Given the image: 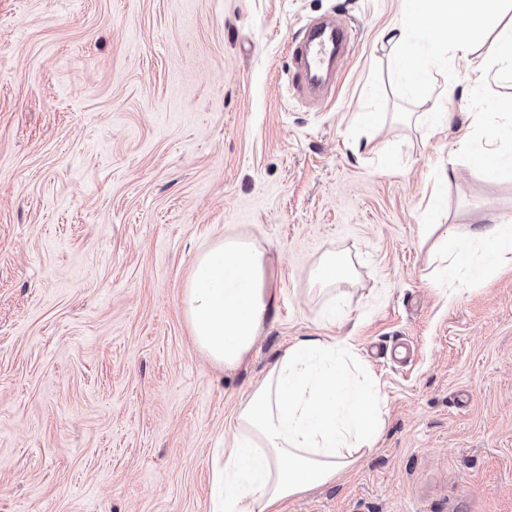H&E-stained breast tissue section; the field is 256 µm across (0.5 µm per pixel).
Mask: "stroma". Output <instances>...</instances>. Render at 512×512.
Segmentation results:
<instances>
[{
  "mask_svg": "<svg viewBox=\"0 0 512 512\" xmlns=\"http://www.w3.org/2000/svg\"><path fill=\"white\" fill-rule=\"evenodd\" d=\"M401 9L0 0V512H210L214 449L302 336L351 346L383 425L283 512H512V267L451 292L419 229L434 190L456 234L512 216V181L456 151L512 79L436 65L405 96L381 38ZM320 18L353 37L314 99L290 48ZM442 102L437 128L398 118ZM230 231L274 256L279 303L225 370L181 292ZM331 253L356 276L321 295Z\"/></svg>",
  "mask_w": 512,
  "mask_h": 512,
  "instance_id": "1",
  "label": "stroma"
}]
</instances>
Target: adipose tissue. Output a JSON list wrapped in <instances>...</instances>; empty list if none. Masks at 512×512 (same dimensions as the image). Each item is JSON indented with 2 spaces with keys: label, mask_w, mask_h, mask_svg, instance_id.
<instances>
[{
  "label": "adipose tissue",
  "mask_w": 512,
  "mask_h": 512,
  "mask_svg": "<svg viewBox=\"0 0 512 512\" xmlns=\"http://www.w3.org/2000/svg\"><path fill=\"white\" fill-rule=\"evenodd\" d=\"M500 0H406L386 31L393 68L406 94H423L434 62L454 65L474 52L486 27L490 49L512 69V18L500 20ZM460 153L494 179L512 177V155L496 143ZM449 282L481 280L512 264V220L479 224L442 243ZM273 260L252 241L226 237L196 260L181 303L197 348L215 366H237L277 308ZM380 426V396L354 377L349 354L335 339L304 337L288 346L243 400L233 432L212 462V512H281L288 499L335 479L354 452L372 447Z\"/></svg>",
  "instance_id": "1"
}]
</instances>
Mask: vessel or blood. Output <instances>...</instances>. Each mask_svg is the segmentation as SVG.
I'll use <instances>...</instances> for the list:
<instances>
[{
	"label": "vessel or blood",
	"mask_w": 512,
	"mask_h": 512,
	"mask_svg": "<svg viewBox=\"0 0 512 512\" xmlns=\"http://www.w3.org/2000/svg\"><path fill=\"white\" fill-rule=\"evenodd\" d=\"M350 40L348 28L332 24L309 25L303 40L292 49L301 85H309L318 75L330 73L336 48L347 45Z\"/></svg>",
	"instance_id": "b4317fda"
}]
</instances>
